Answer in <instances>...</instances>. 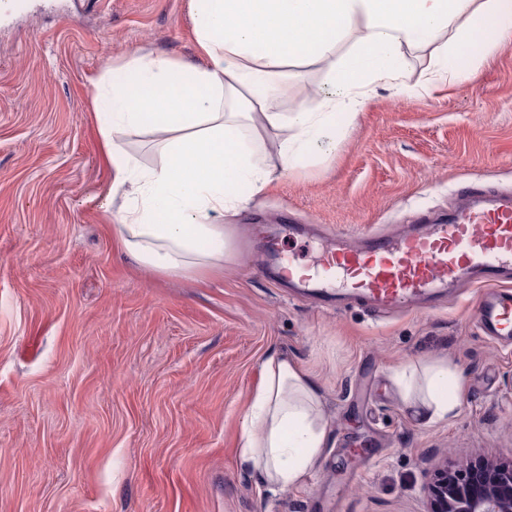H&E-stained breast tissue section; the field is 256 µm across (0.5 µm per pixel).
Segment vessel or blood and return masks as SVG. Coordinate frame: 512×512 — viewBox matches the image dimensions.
Returning <instances> with one entry per match:
<instances>
[{
	"mask_svg": "<svg viewBox=\"0 0 512 512\" xmlns=\"http://www.w3.org/2000/svg\"><path fill=\"white\" fill-rule=\"evenodd\" d=\"M470 278L483 289L475 312L482 335L512 340V191L466 186L446 218L324 250L316 267L296 276L321 295L384 309L431 301Z\"/></svg>",
	"mask_w": 512,
	"mask_h": 512,
	"instance_id": "obj_1",
	"label": "vessel or blood"
}]
</instances>
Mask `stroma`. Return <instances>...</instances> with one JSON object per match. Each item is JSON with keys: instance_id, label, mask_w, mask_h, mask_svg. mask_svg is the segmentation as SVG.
I'll return each instance as SVG.
<instances>
[{"instance_id": "1", "label": "stroma", "mask_w": 512, "mask_h": 512, "mask_svg": "<svg viewBox=\"0 0 512 512\" xmlns=\"http://www.w3.org/2000/svg\"><path fill=\"white\" fill-rule=\"evenodd\" d=\"M26 3L0 17V512H429L437 462H512V350L482 336L479 285L385 311L280 278L288 257L447 213L466 184L512 189V38L461 84H427L431 46L407 51L409 93L371 92L336 150L311 148L228 217L233 262L195 282L113 237L95 103L131 54L194 60L189 0ZM290 72L281 112L327 81ZM273 351L316 378L329 431L306 486L261 494L237 448ZM435 357L465 392L427 425L390 370Z\"/></svg>"}]
</instances>
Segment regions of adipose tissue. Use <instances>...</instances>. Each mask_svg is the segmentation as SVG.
Returning <instances> with one entry per match:
<instances>
[{"label":"adipose tissue","instance_id":"1","mask_svg":"<svg viewBox=\"0 0 512 512\" xmlns=\"http://www.w3.org/2000/svg\"><path fill=\"white\" fill-rule=\"evenodd\" d=\"M198 62L132 55L109 81L100 133L122 197L114 232L139 267L170 277L220 274L233 252L219 220L244 209L310 145L336 148L339 115L356 116L368 91H405L406 49L442 32L431 82L464 83L512 33L500 19L512 0H189ZM323 66L316 96L280 112L288 68ZM156 138L159 161L139 170L124 144ZM391 379L426 423L447 421L462 377L448 361L394 366ZM322 392L296 361L272 353L250 395L238 463L270 492L302 486L327 441Z\"/></svg>","mask_w":512,"mask_h":512}]
</instances>
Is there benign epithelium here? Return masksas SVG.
Masks as SVG:
<instances>
[{
  "label": "benign epithelium",
  "instance_id": "1",
  "mask_svg": "<svg viewBox=\"0 0 512 512\" xmlns=\"http://www.w3.org/2000/svg\"><path fill=\"white\" fill-rule=\"evenodd\" d=\"M427 490L430 512H512V465H488L484 486L477 492L444 465L436 470Z\"/></svg>",
  "mask_w": 512,
  "mask_h": 512
}]
</instances>
